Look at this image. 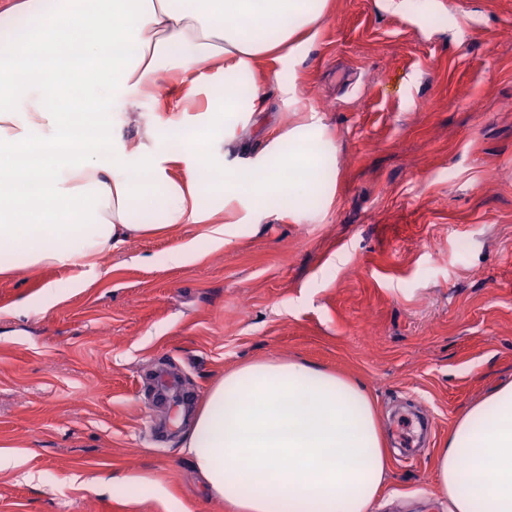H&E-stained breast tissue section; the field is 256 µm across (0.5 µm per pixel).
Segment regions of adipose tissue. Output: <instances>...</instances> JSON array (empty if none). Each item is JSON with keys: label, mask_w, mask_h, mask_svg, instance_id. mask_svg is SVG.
<instances>
[{"label": "adipose tissue", "mask_w": 512, "mask_h": 512, "mask_svg": "<svg viewBox=\"0 0 512 512\" xmlns=\"http://www.w3.org/2000/svg\"><path fill=\"white\" fill-rule=\"evenodd\" d=\"M328 0H0V276L37 271L201 224L173 265L201 244L239 236L219 217L248 198L297 213L321 188L332 144L322 127L281 131L225 169L215 160L244 132L235 113L264 109L254 75L293 58ZM212 70L205 112L143 117L136 142L114 101L159 79ZM94 151H86V144ZM185 446L210 491L235 512H371L390 456L362 382L302 360L262 359L227 372ZM448 512H512V382L457 417L438 451Z\"/></svg>", "instance_id": "ef3b65f1"}]
</instances>
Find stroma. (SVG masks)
I'll return each mask as SVG.
<instances>
[{
	"instance_id": "stroma-1",
	"label": "stroma",
	"mask_w": 512,
	"mask_h": 512,
	"mask_svg": "<svg viewBox=\"0 0 512 512\" xmlns=\"http://www.w3.org/2000/svg\"><path fill=\"white\" fill-rule=\"evenodd\" d=\"M274 69L245 140L325 126L332 206L240 204L253 232L181 266L167 253L203 225L0 276V446L25 460L0 472V512H230L184 439L213 385L262 358L365 384L395 450L374 512H448L437 451L512 380V0H330ZM223 80L169 78L113 111L201 112Z\"/></svg>"
}]
</instances>
